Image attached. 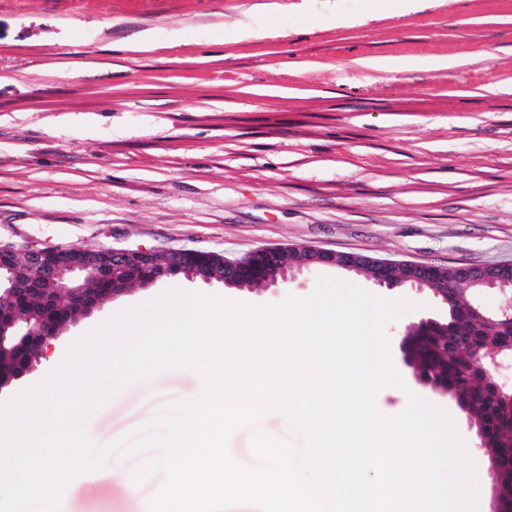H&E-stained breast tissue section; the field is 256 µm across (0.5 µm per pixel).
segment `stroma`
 Wrapping results in <instances>:
<instances>
[{
	"label": "stroma",
	"mask_w": 512,
	"mask_h": 512,
	"mask_svg": "<svg viewBox=\"0 0 512 512\" xmlns=\"http://www.w3.org/2000/svg\"><path fill=\"white\" fill-rule=\"evenodd\" d=\"M0 0V245L175 249L241 257L314 246L436 265L512 263V0ZM254 35L241 40L238 23ZM157 36L140 51V32ZM403 56L458 58L400 71ZM374 68L362 67V60ZM416 310L387 325L406 387L382 388L386 416L408 393L445 409L477 462L474 419L419 385L407 326L440 319L430 291L385 288ZM317 273L251 288L179 279L244 304L305 297ZM166 288L136 285L69 322L34 369L40 382L78 337ZM203 383L191 370L132 383L88 424L107 445ZM60 512H127L111 469L76 481Z\"/></svg>",
	"instance_id": "obj_1"
}]
</instances>
